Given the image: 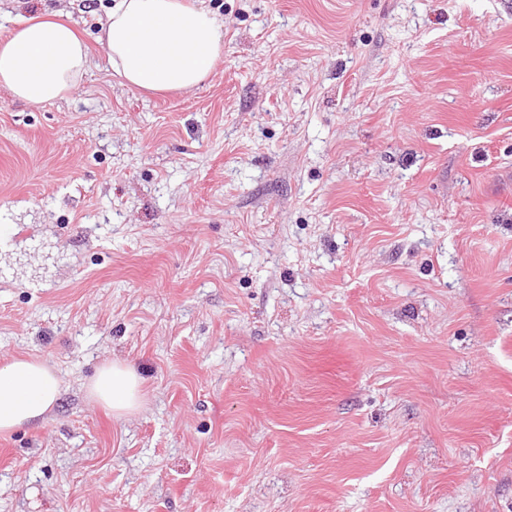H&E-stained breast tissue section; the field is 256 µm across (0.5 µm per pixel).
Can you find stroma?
Returning a JSON list of instances; mask_svg holds the SVG:
<instances>
[{
    "instance_id": "stroma-1",
    "label": "stroma",
    "mask_w": 512,
    "mask_h": 512,
    "mask_svg": "<svg viewBox=\"0 0 512 512\" xmlns=\"http://www.w3.org/2000/svg\"><path fill=\"white\" fill-rule=\"evenodd\" d=\"M0 90V512H512V0H204L190 91ZM143 379L123 418L102 364ZM61 391L55 369L40 357L19 356L1 364L0 434L44 423ZM88 397L117 417L138 409L142 400V380L128 363L112 361L101 366L89 385Z\"/></svg>"
}]
</instances>
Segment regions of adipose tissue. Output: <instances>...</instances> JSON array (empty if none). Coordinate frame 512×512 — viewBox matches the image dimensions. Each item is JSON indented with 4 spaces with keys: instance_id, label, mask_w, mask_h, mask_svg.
I'll return each instance as SVG.
<instances>
[{
    "instance_id": "obj_1",
    "label": "adipose tissue",
    "mask_w": 512,
    "mask_h": 512,
    "mask_svg": "<svg viewBox=\"0 0 512 512\" xmlns=\"http://www.w3.org/2000/svg\"><path fill=\"white\" fill-rule=\"evenodd\" d=\"M97 39L125 87L188 91L211 75L224 45V21L187 0H113ZM89 62L68 13L23 18L0 40V88L29 105L52 102L78 86ZM61 391L55 369L40 357L0 364V434L44 423ZM87 395L124 417L141 403L142 380L130 364L112 361L97 370Z\"/></svg>"
}]
</instances>
